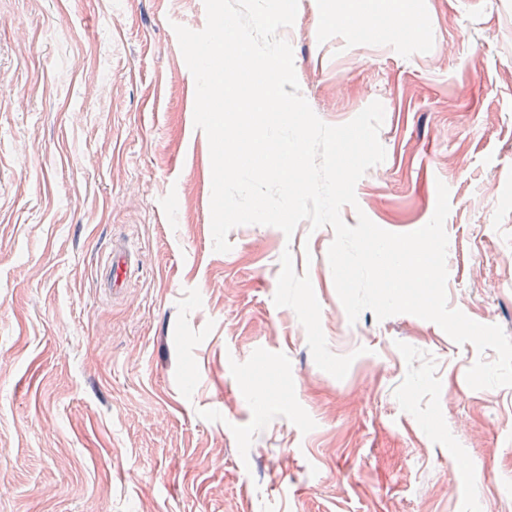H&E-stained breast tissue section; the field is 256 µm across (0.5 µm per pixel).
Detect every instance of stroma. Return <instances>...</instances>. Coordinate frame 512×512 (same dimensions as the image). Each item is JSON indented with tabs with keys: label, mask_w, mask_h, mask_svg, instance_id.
Segmentation results:
<instances>
[{
	"label": "stroma",
	"mask_w": 512,
	"mask_h": 512,
	"mask_svg": "<svg viewBox=\"0 0 512 512\" xmlns=\"http://www.w3.org/2000/svg\"><path fill=\"white\" fill-rule=\"evenodd\" d=\"M407 45L299 0L291 44L324 123L381 102L357 182L380 228L449 189L447 300L512 336V0H418ZM204 0H0V512H512V387L410 314L349 322L334 231L213 249L211 167L174 25ZM116 240L135 254L108 292Z\"/></svg>",
	"instance_id": "1"
}]
</instances>
